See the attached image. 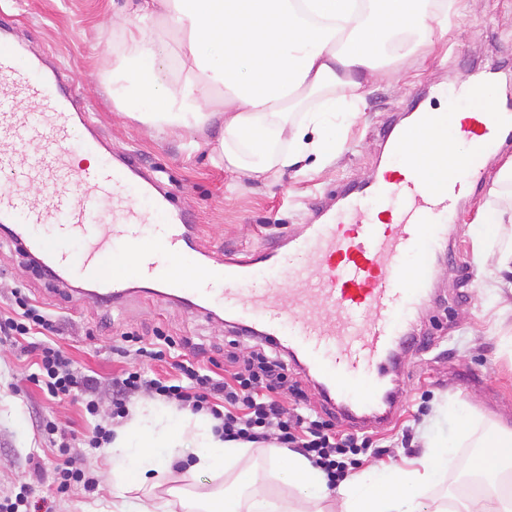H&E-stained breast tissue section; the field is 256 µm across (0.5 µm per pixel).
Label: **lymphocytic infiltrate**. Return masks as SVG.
<instances>
[{
	"label": "lymphocytic infiltrate",
	"mask_w": 512,
	"mask_h": 512,
	"mask_svg": "<svg viewBox=\"0 0 512 512\" xmlns=\"http://www.w3.org/2000/svg\"><path fill=\"white\" fill-rule=\"evenodd\" d=\"M61 334L59 314L22 289H12L9 312H0V339L24 342L26 351L36 354V370L28 379L49 401L82 400L95 422L87 447L98 449L111 443L114 422L128 417L134 398L146 395L181 410L210 415L216 422L215 434L224 440L295 449L322 470L332 485L370 449L369 437L337 431L336 415L330 410L304 414L287 408L286 395L299 394L300 388L288 377L286 357L256 342L249 344L246 355H239L243 336L228 340L224 370L219 373L200 361L201 344L187 345L160 330L148 338L121 333L118 354L164 362L171 373L157 378L136 369L104 384L64 355L56 342ZM53 473L61 497L78 486L88 494L98 486L97 478L82 468L65 439L57 446Z\"/></svg>",
	"instance_id": "lymphocytic-infiltrate-1"
}]
</instances>
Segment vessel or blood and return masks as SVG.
Returning <instances> with one entry per match:
<instances>
[{
    "instance_id": "obj_1",
    "label": "vessel or blood",
    "mask_w": 512,
    "mask_h": 512,
    "mask_svg": "<svg viewBox=\"0 0 512 512\" xmlns=\"http://www.w3.org/2000/svg\"><path fill=\"white\" fill-rule=\"evenodd\" d=\"M0 14V233L95 300L121 304L139 285L196 313L222 310L239 333L287 353L352 427L398 414L397 356L429 287L460 200L512 145V105L488 83L439 88L383 131L385 163L339 210L282 230L244 257L202 249L195 226L136 154L112 155L55 70L26 58ZM475 109L462 113L459 99ZM95 158L76 164V155Z\"/></svg>"
}]
</instances>
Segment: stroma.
<instances>
[{
    "instance_id": "1",
    "label": "stroma",
    "mask_w": 512,
    "mask_h": 512,
    "mask_svg": "<svg viewBox=\"0 0 512 512\" xmlns=\"http://www.w3.org/2000/svg\"><path fill=\"white\" fill-rule=\"evenodd\" d=\"M128 8V0H0V9L13 19V39L58 67L63 83L74 88L75 106L91 114L113 154L134 151L144 167L160 169L174 202L192 216L207 247L256 246L276 228L300 230L315 203L344 185L374 179L384 152L379 129L387 116L410 111L417 99L429 104L439 85L492 69L498 73L499 94L512 95V85L505 83L512 75V0H454L448 34L435 52H417L366 83L364 105L335 132L341 148L333 163L301 174L287 170L265 180H241L212 161L215 130L198 135L199 147L193 150L180 135L155 134L113 107L104 81L117 63L123 34L112 16ZM483 186L478 201L462 203L448 228L449 240L461 243L460 253L436 264L432 284L409 320L412 332L428 337L430 344L402 355L403 406L389 427L369 433L383 450L381 462L398 466L421 456V428L448 440L446 465L422 490L429 506L465 498L462 479L473 471L479 442L512 432V275L496 267L512 224L475 225L481 205L495 201L491 179ZM467 252L474 255L468 268L463 265ZM16 286L65 314L61 347L103 380L142 365L135 357L113 355L112 339L121 332L149 336L159 328L204 344L217 360L232 333L217 316L192 313L175 301L161 304L142 296L114 307L97 301L74 304L71 282L37 278L9 244L0 243V310ZM89 327L95 338L85 336ZM30 364L17 344L0 342V497L28 486L35 497L53 501V512H110L114 496L107 471L126 461L107 448H74L83 467L99 477L94 493L55 496L50 473L56 450L38 425L54 412L66 433L79 440L92 422L77 402L50 405L27 379ZM463 419L469 422L465 435L459 432ZM406 435L411 445H403ZM36 457L43 464L39 472L32 464ZM247 471L260 474V488L271 500L295 499V490L279 479L265 448L257 444L246 460L223 474L187 477L181 483L186 495L173 499L171 512H188L195 500L236 490Z\"/></svg>"
}]
</instances>
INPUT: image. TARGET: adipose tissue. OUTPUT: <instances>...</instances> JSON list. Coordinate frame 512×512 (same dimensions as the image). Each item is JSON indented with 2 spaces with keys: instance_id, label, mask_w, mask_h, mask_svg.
Returning <instances> with one entry per match:
<instances>
[{
  "instance_id": "adipose-tissue-1",
  "label": "adipose tissue",
  "mask_w": 512,
  "mask_h": 512,
  "mask_svg": "<svg viewBox=\"0 0 512 512\" xmlns=\"http://www.w3.org/2000/svg\"><path fill=\"white\" fill-rule=\"evenodd\" d=\"M120 62L107 86L112 105L158 134L195 137L216 130L218 157L239 178L260 180L314 160L336 157L335 120L363 101L368 78L448 31L447 0H131ZM169 52L176 74L158 80V60ZM321 93L319 106L295 118L291 106ZM206 414L159 413L134 406L114 430L113 452L130 460L112 471L125 493L145 488L153 468L150 448H188L194 469L217 474L239 463L249 444L224 441ZM425 452L406 467L373 477L352 475L328 488L324 474L302 455L269 445L293 504L279 505L255 488L201 512H512L498 478L512 468V440L490 435L473 464L486 491L480 497L426 510L422 488L447 460V440L426 433Z\"/></svg>"
}]
</instances>
